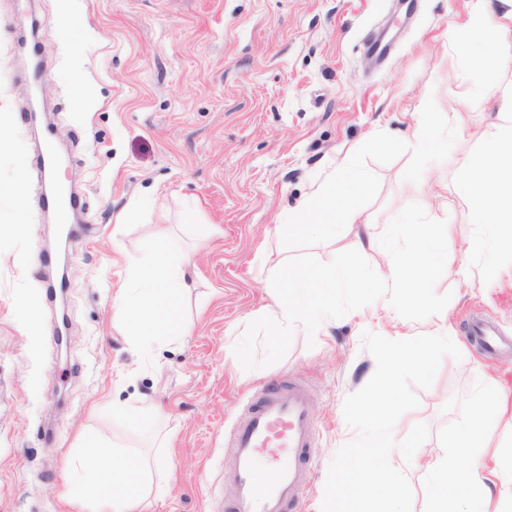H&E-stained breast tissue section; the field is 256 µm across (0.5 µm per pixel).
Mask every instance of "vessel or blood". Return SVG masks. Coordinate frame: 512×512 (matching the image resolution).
<instances>
[{
    "mask_svg": "<svg viewBox=\"0 0 512 512\" xmlns=\"http://www.w3.org/2000/svg\"><path fill=\"white\" fill-rule=\"evenodd\" d=\"M471 338L487 353L499 337L482 321L469 324ZM315 421L303 387L291 384L258 392L235 430L224 439L233 467L224 476L232 489L228 512H291L310 476Z\"/></svg>",
    "mask_w": 512,
    "mask_h": 512,
    "instance_id": "b4317fda",
    "label": "vessel or blood"
}]
</instances>
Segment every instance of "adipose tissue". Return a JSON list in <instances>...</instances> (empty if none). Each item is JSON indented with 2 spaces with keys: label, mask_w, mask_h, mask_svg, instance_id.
I'll list each match as a JSON object with an SVG mask.
<instances>
[{
  "label": "adipose tissue",
  "mask_w": 512,
  "mask_h": 512,
  "mask_svg": "<svg viewBox=\"0 0 512 512\" xmlns=\"http://www.w3.org/2000/svg\"><path fill=\"white\" fill-rule=\"evenodd\" d=\"M510 30L512 0H473L469 24L448 35L456 56L475 74L477 92L499 105L494 130L483 138L480 162L464 171L455 186L472 223L485 230L459 249L457 270L466 272L472 254L487 252L483 276L488 281L498 279L506 259L512 258V84L500 80L501 73L512 69V43L506 38ZM469 126L461 112L444 118L423 112L407 145L431 163L447 141ZM368 184L365 172L346 168L338 184L323 187L307 201L306 217L327 237L337 234V215L345 216L347 226L357 230L355 250L341 253L331 265L299 272L301 287L294 297L276 300L257 315L281 329L313 331L335 305L337 293L365 283L367 260L380 256L386 271L374 282L389 289L390 295L375 324L387 338L385 369L393 377L405 370L425 369L436 345L449 338L446 324L420 332L407 325L399 312L406 300L404 288L421 299L429 296L433 269L448 261L450 234L447 225L403 214L389 238L378 237L371 223L363 221L358 205ZM182 262L177 246L161 239L152 251L131 258L129 277L112 296L114 323L132 336L141 351L184 333L174 305L187 287ZM510 412L512 395L497 383L486 382L471 418L453 435L452 451L427 466L431 488L427 512H512V493L506 489L512 483V448L492 456L487 453L498 422ZM462 456L468 458L467 466L459 465ZM67 464L70 505L89 502L94 512H136L152 493L149 462L112 448L100 437L79 433Z\"/></svg>",
  "instance_id": "ef3b65f1"
}]
</instances>
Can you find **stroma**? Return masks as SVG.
I'll return each mask as SVG.
<instances>
[{"instance_id": "1", "label": "stroma", "mask_w": 512, "mask_h": 512, "mask_svg": "<svg viewBox=\"0 0 512 512\" xmlns=\"http://www.w3.org/2000/svg\"><path fill=\"white\" fill-rule=\"evenodd\" d=\"M469 9V0H71L64 19L58 0H0V109L13 117L0 138L24 162L28 218L21 234L0 238V512H82L62 497L64 457L81 430L162 459L153 472L162 492L143 512H222L232 467L224 437L255 389L274 380L309 394L316 457L301 512H313L330 461L357 436L343 404L376 370L362 334L383 295L369 287L338 295L311 333L277 335L255 313L272 292L288 293L290 273L352 249L350 228L332 241L312 227L288 230L289 216L344 165L370 175L360 203L376 233L390 231L397 211L416 214L430 202V221L449 225L454 246L477 234L454 186L479 161L496 107L475 91L446 38ZM34 26L44 122L64 152L56 179L82 211L66 242L63 351L21 48ZM380 30L393 46L375 61L366 43ZM70 33L81 53L75 63ZM74 67L83 111L69 81ZM459 108L470 129L451 139L418 191L408 190L415 160L398 142L410 137L417 113ZM134 201L143 205L138 223L117 226ZM201 224L212 228L203 247ZM160 230L190 259L180 299L186 334L140 352L112 322V292L127 276V256L153 249ZM484 263L473 259L465 274L435 270L430 299L402 312L421 330L450 322L462 354L443 359L406 414V427L430 430L402 465L412 512H426L425 464L447 455L478 387L490 377L512 387V350L490 355L466 338L474 318L512 337V271L488 283ZM30 298L34 328L17 312ZM144 401L163 418L147 426L121 415Z\"/></svg>"}]
</instances>
